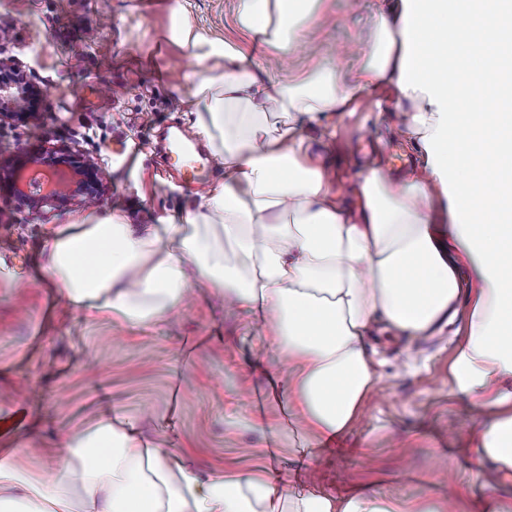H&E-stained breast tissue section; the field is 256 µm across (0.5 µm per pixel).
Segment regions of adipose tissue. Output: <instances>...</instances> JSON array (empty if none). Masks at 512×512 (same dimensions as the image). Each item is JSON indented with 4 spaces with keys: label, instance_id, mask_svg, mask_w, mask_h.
Masks as SVG:
<instances>
[{
    "label": "adipose tissue",
    "instance_id": "obj_1",
    "mask_svg": "<svg viewBox=\"0 0 512 512\" xmlns=\"http://www.w3.org/2000/svg\"><path fill=\"white\" fill-rule=\"evenodd\" d=\"M321 0H238L240 26L289 53L292 32ZM171 41L200 69L179 107L207 142L223 182L202 209L134 226L88 213L52 229L40 270L69 310L142 331L172 316L196 283L262 327L291 365L282 385L297 424L319 441L345 433L381 375L366 338L385 323L417 338L451 321L458 272L471 310L451 373L487 417L479 454L512 470V84L500 106L472 112L448 102V74L486 80L512 46V0H391L354 81L315 71L299 86L260 81L238 47L210 39L183 4ZM387 86L403 112L401 135L422 150L420 176L370 168L356 212L332 193L307 128L323 142L361 94ZM278 120H270L268 103ZM73 467L25 473L20 449L0 453V512H458L425 501L400 510L374 495L277 494L256 476L201 477L130 417L66 432ZM81 490L73 503L70 488Z\"/></svg>",
    "mask_w": 512,
    "mask_h": 512
}]
</instances>
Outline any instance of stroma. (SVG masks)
<instances>
[{
    "label": "stroma",
    "instance_id": "obj_1",
    "mask_svg": "<svg viewBox=\"0 0 512 512\" xmlns=\"http://www.w3.org/2000/svg\"><path fill=\"white\" fill-rule=\"evenodd\" d=\"M175 0H0L10 34L0 58L41 88L38 117L0 125V150L64 145L99 159L111 181L93 210L121 212L127 223H155L165 210H194L206 190L183 176L169 135L197 134L175 103L195 59L169 39ZM380 0H322L314 21L298 34L293 53L279 56L236 22V0H187L195 24L245 48L266 80L300 82L312 71L338 70L353 79L358 60L346 46L373 30ZM403 118L389 89L361 95L336 123L325 153L329 181L355 207L360 175L376 163L396 179L408 176L396 154L421 153L397 129ZM67 206L33 217L0 191V263L31 269L49 231L86 215ZM467 294L459 313L435 335L410 338L375 329L368 338L382 376L360 421L310 467L294 454L296 434L272 395L271 380L287 376L286 358L266 337L246 331L239 311L193 285L181 314L140 333L106 318L88 321L58 300L50 282L0 278V447H20L40 477L68 461L61 432L86 428L102 414L137 418L166 446L204 473L313 478L338 497L365 490L400 504L448 501L464 481L463 512L493 500L512 512V476L479 458L471 445L485 408L459 392L449 367L464 334Z\"/></svg>",
    "mask_w": 512,
    "mask_h": 512
}]
</instances>
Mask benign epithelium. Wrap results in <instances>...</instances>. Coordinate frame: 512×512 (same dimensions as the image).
Returning a JSON list of instances; mask_svg holds the SVG:
<instances>
[{"label":"benign epithelium","instance_id":"benign-epithelium-1","mask_svg":"<svg viewBox=\"0 0 512 512\" xmlns=\"http://www.w3.org/2000/svg\"><path fill=\"white\" fill-rule=\"evenodd\" d=\"M22 89L0 83V124L13 120L36 118L34 112H23ZM65 147L44 148L18 161L14 155H0V186L20 195L34 215L46 208H58L69 201L73 204L99 202V192L107 174L95 160L85 157L75 160L66 155Z\"/></svg>","mask_w":512,"mask_h":512}]
</instances>
